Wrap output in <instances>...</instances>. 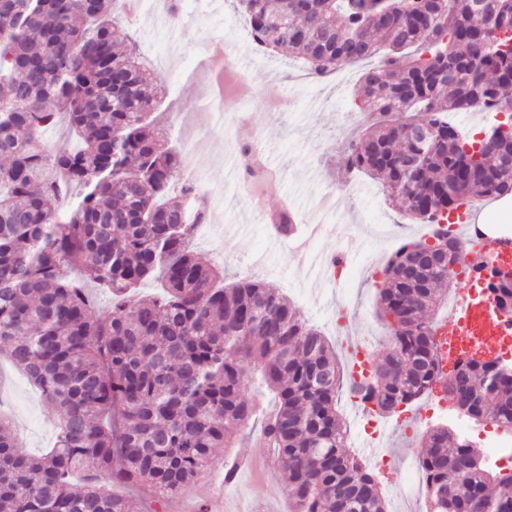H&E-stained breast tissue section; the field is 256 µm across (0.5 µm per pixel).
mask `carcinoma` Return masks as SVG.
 <instances>
[{
  "instance_id": "obj_1",
  "label": "carcinoma",
  "mask_w": 512,
  "mask_h": 512,
  "mask_svg": "<svg viewBox=\"0 0 512 512\" xmlns=\"http://www.w3.org/2000/svg\"><path fill=\"white\" fill-rule=\"evenodd\" d=\"M115 2L0 0V358L60 411L42 456L23 453L0 418V512H167L208 472L212 450L251 424L245 359L273 393L260 438L287 474L294 512H387L376 476L344 451L336 398L346 384L381 415L431 392L429 312L448 265H408L422 239L396 252L377 283L388 352L373 378L344 382L333 347L276 289L226 284L189 248L206 212L180 180V152L156 133L158 97L116 38ZM238 2L254 41L289 49L315 76L388 50L357 92L378 118L345 160L382 180L410 220L435 226L512 191V50L497 44L512 0ZM285 11L291 25L273 26ZM409 49L414 60L399 66ZM486 104L504 120L477 137L448 122ZM401 118L431 126V144L401 133ZM62 119L69 142L50 152L41 134ZM152 279L165 294L139 296ZM89 280L111 297L108 313ZM444 385L460 414L512 431L511 367L471 359ZM423 448L430 512H512V475L492 473L472 443L439 425Z\"/></svg>"
}]
</instances>
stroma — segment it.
<instances>
[{
	"instance_id": "1",
	"label": "stroma",
	"mask_w": 512,
	"mask_h": 512,
	"mask_svg": "<svg viewBox=\"0 0 512 512\" xmlns=\"http://www.w3.org/2000/svg\"><path fill=\"white\" fill-rule=\"evenodd\" d=\"M120 32L136 42L163 82L165 95L153 114L157 129L182 152L188 172L202 180L198 204L210 221L196 229L194 248L222 265L229 281L260 280L277 288L332 342L341 365L349 363L345 344L350 340L373 360L382 359L389 330L378 316L377 290L367 268L382 260L386 238L415 236L418 226L366 175L355 178L357 192L337 190L345 182V145L369 123L355 89L374 60L352 65L351 81L340 85L328 75L310 76L285 50L257 60L234 0H184L175 22L163 15L159 0H140L138 12ZM214 41L227 45L236 69L251 79L250 105L233 115L212 95L205 49ZM285 98L294 102L291 111L271 110L272 102ZM258 138L275 184L250 199L239 192L236 147ZM284 202L302 224L316 229L306 251L271 231L267 218ZM341 251L350 258L341 282L322 278L318 260ZM344 302L351 311L340 327L336 310ZM420 406L401 407L388 419L391 438L384 453L389 464L380 480L388 512H416L412 498L399 494L398 484L420 451L419 438L406 431L419 422ZM0 411L12 420L25 450L39 453L53 446L56 408L5 363L0 365ZM246 480V472H239L222 496L178 494L167 512H288L283 475L268 474L263 497L255 503L241 492Z\"/></svg>"
}]
</instances>
